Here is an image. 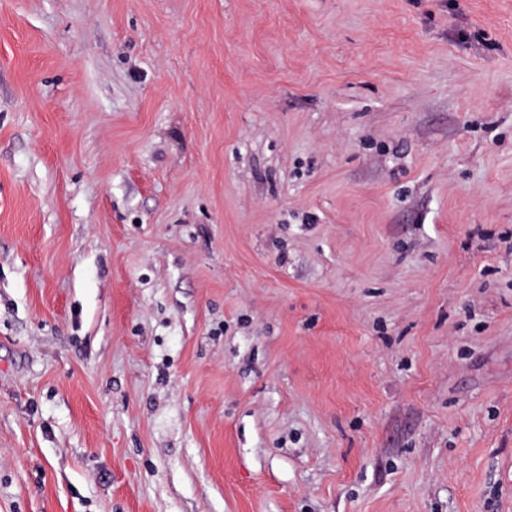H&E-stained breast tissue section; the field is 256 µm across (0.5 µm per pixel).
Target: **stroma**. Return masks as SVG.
<instances>
[{
	"label": "stroma",
	"mask_w": 512,
	"mask_h": 512,
	"mask_svg": "<svg viewBox=\"0 0 512 512\" xmlns=\"http://www.w3.org/2000/svg\"><path fill=\"white\" fill-rule=\"evenodd\" d=\"M0 512H512V0H0Z\"/></svg>",
	"instance_id": "stroma-1"
}]
</instances>
